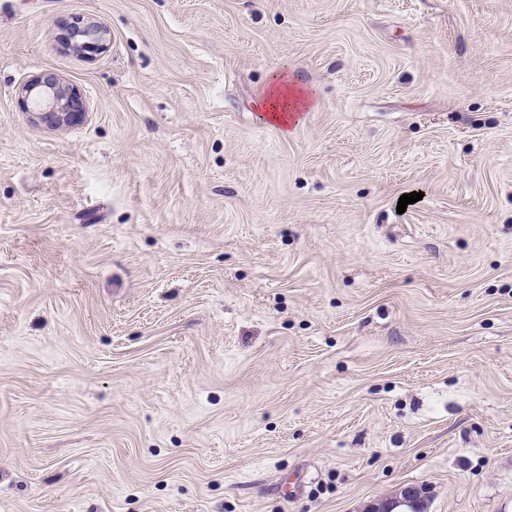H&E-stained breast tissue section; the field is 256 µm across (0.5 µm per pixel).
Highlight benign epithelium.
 <instances>
[{
	"label": "benign epithelium",
	"mask_w": 512,
	"mask_h": 512,
	"mask_svg": "<svg viewBox=\"0 0 512 512\" xmlns=\"http://www.w3.org/2000/svg\"><path fill=\"white\" fill-rule=\"evenodd\" d=\"M81 36L85 37V41L72 43L75 49L89 52L104 49L103 30L89 28L81 31ZM24 93V107L40 113L42 119L56 127L69 124L84 110L81 93L56 78L37 76L24 86ZM422 493L421 488H406L401 491L402 498L374 507L372 512H389L401 505L411 509V512H417L422 502Z\"/></svg>",
	"instance_id": "obj_1"
}]
</instances>
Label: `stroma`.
<instances>
[{
	"mask_svg": "<svg viewBox=\"0 0 512 512\" xmlns=\"http://www.w3.org/2000/svg\"><path fill=\"white\" fill-rule=\"evenodd\" d=\"M406 487L512 512V0H0V512ZM26 109L40 112L41 119L55 127L69 124L84 110L81 93L60 79L37 76L23 89ZM309 100L308 90L297 89L288 82V78L280 76L268 85L260 110L281 125L288 126V112H301Z\"/></svg>",
	"mask_w": 512,
	"mask_h": 512,
	"instance_id": "obj_1",
	"label": "stroma"
}]
</instances>
